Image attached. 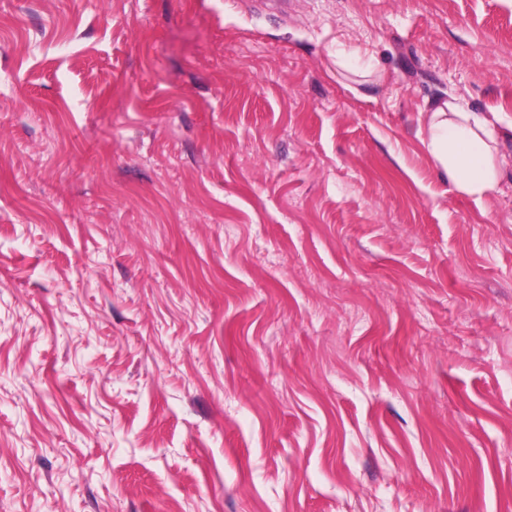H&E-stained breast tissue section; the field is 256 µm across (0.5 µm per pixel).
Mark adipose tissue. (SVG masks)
Listing matches in <instances>:
<instances>
[{
  "instance_id": "obj_1",
  "label": "adipose tissue",
  "mask_w": 512,
  "mask_h": 512,
  "mask_svg": "<svg viewBox=\"0 0 512 512\" xmlns=\"http://www.w3.org/2000/svg\"><path fill=\"white\" fill-rule=\"evenodd\" d=\"M419 122L436 170L458 192L478 200L497 191L505 163L498 118L470 111L453 96L421 113Z\"/></svg>"
}]
</instances>
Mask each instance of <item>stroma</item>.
Listing matches in <instances>:
<instances>
[{
	"mask_svg": "<svg viewBox=\"0 0 512 512\" xmlns=\"http://www.w3.org/2000/svg\"><path fill=\"white\" fill-rule=\"evenodd\" d=\"M0 0V512H512V0ZM419 122L434 167L458 192L480 200L497 191L505 158L496 116L470 112L453 96L422 112Z\"/></svg>",
	"mask_w": 512,
	"mask_h": 512,
	"instance_id": "1",
	"label": "stroma"
}]
</instances>
